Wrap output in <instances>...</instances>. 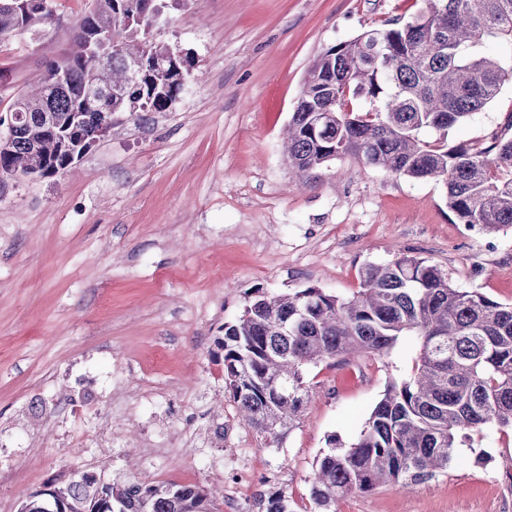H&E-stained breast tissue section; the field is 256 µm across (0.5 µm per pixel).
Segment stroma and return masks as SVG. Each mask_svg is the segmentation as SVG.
I'll return each mask as SVG.
<instances>
[{
    "instance_id": "35a3bbf8",
    "label": "stroma",
    "mask_w": 512,
    "mask_h": 512,
    "mask_svg": "<svg viewBox=\"0 0 512 512\" xmlns=\"http://www.w3.org/2000/svg\"><path fill=\"white\" fill-rule=\"evenodd\" d=\"M58 23L0 43V114L71 49L91 0H53ZM423 0H175L151 37L188 61L164 112L112 126L66 174L0 180V512L80 472L195 485L252 512L261 484L309 512L329 437L357 439L416 343L327 360L302 420L272 447L224 397V325L250 294L316 286L349 297L371 262L429 260L459 288L512 304V228L460 224L442 184L354 156L296 185L282 135L314 58L407 22ZM512 85L448 131L499 130ZM339 512H512V432L490 425L448 468Z\"/></svg>"
}]
</instances>
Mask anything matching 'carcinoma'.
I'll return each instance as SVG.
<instances>
[{"label": "carcinoma", "mask_w": 512, "mask_h": 512, "mask_svg": "<svg viewBox=\"0 0 512 512\" xmlns=\"http://www.w3.org/2000/svg\"><path fill=\"white\" fill-rule=\"evenodd\" d=\"M18 16L0 0V41L55 21L50 0ZM72 28L75 49L50 61L38 87L10 111L118 115L165 112L183 82L171 49L149 38L166 0H92ZM111 49L112 64L89 58L90 40ZM486 38L512 41V0H425L401 26L371 29L331 46L311 64L284 141L299 178L340 156L446 188L460 223L493 233L512 227V118L468 143L422 137L447 131L485 108L512 66L483 56ZM13 149L0 153V177L41 169L66 173L83 148L72 134L15 122ZM402 336L417 349L410 371L388 383L356 441L336 437L313 466L312 512H337L339 500L382 486L409 491L447 468L487 424L512 430V305L455 287L424 258L401 256L362 270L348 298L316 286L269 295L258 288L243 313L224 324V392L241 422L280 443L300 424L310 398L309 369L336 357L389 354ZM61 493L77 512H215L194 485L103 482L85 473ZM255 512H295L287 492L261 485Z\"/></svg>", "instance_id": "1"}]
</instances>
